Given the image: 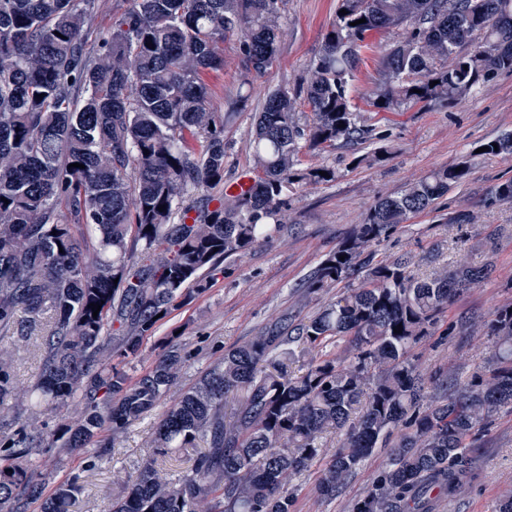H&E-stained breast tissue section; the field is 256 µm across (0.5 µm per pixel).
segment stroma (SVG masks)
Wrapping results in <instances>:
<instances>
[{
	"instance_id": "1",
	"label": "stroma",
	"mask_w": 512,
	"mask_h": 512,
	"mask_svg": "<svg viewBox=\"0 0 512 512\" xmlns=\"http://www.w3.org/2000/svg\"><path fill=\"white\" fill-rule=\"evenodd\" d=\"M335 12L336 0H286L278 60L267 75L250 84L234 41L225 43L223 70L206 73L204 81L214 105L231 115L224 129L226 173L252 168L255 112L261 111L270 90L292 89L309 78ZM405 35V29L391 28L367 37L369 48L350 96L360 124L372 131L371 139L335 148H302L301 168L326 166L334 170V178L289 186L280 230L245 256L225 260L223 275L190 304L173 311L157 335L144 338L138 354L123 362L128 376L137 377L152 367L161 337L170 336L187 356L179 379L180 387L187 388L202 371L222 360L225 350L258 335L276 318L287 314L301 320L316 314L337 292L313 294L307 282L365 210L378 198L400 195L433 170L462 161L470 167L466 179L400 224L379 247L376 258L390 263L411 255L413 270L421 277L462 262H492L491 276L451 301L429 336L413 350L427 375L444 372L464 380L490 364L492 343L478 324L495 309L512 305V202L492 201L491 192L512 179V154L482 156L476 148L512 132V73L488 75L454 103L378 109L369 95L384 56ZM460 213L471 215L472 223H453V216ZM490 240L495 243L491 252L485 248ZM0 349L16 354L18 386L33 384L41 363L35 341L0 336ZM154 422L149 416L130 425L94 464L86 450L53 449L54 471L46 491L80 474L81 489L70 512H105L112 499L125 494L124 476L145 461ZM476 445V479L454 498L440 499L436 512H495L499 501L512 497V413L496 414ZM386 463V449H377L333 499L316 494L315 472L296 475L291 483L295 512H350L367 480Z\"/></svg>"
}]
</instances>
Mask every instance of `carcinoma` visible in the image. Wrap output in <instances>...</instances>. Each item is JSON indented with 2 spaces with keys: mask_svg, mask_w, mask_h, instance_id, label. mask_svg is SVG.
<instances>
[{
  "mask_svg": "<svg viewBox=\"0 0 512 512\" xmlns=\"http://www.w3.org/2000/svg\"><path fill=\"white\" fill-rule=\"evenodd\" d=\"M284 2L129 0L91 39L95 0H0V332L33 338L41 351L27 417L0 424V512H28L34 501L41 512H69L81 476L44 495L49 459L35 451L61 440L100 459L160 407L153 457L128 476L111 512H198L203 501L209 512H295L289 484L323 459L330 429L344 440L317 471L319 495L336 496L388 448L351 512H432L436 496L473 478L478 432L498 411L512 413V308L493 312L492 362L462 383L425 377L411 356L490 264L419 277L410 257L374 262L399 224L463 181L464 163L377 199L309 284L313 293L347 288L306 321H273L174 399L185 355L173 341L138 377L120 368L155 334L158 314L191 303L224 260L277 230L288 185L333 175L298 168L301 143L369 137L349 88L370 32L408 29L383 61L373 99L383 110L451 103L512 72V0H337L309 80L267 95L251 137L255 166L226 179V113L201 74L224 69L232 38L247 73L265 76L278 59ZM301 99L311 109L304 127ZM484 146L485 156L512 154V133ZM294 342L310 355L299 377L280 355ZM17 401L13 358L0 350V421ZM72 404L74 421H39ZM199 440L208 448L189 471L158 475L154 455Z\"/></svg>",
  "mask_w": 512,
  "mask_h": 512,
  "instance_id": "1",
  "label": "carcinoma"
}]
</instances>
